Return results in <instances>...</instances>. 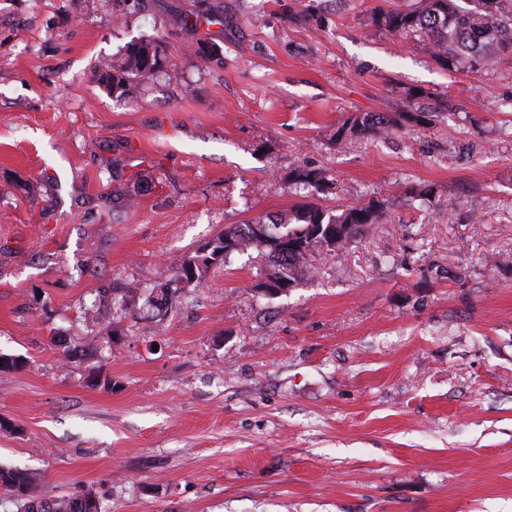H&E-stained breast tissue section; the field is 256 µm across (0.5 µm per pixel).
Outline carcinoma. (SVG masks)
<instances>
[{
    "instance_id": "cac0c4a2",
    "label": "carcinoma",
    "mask_w": 512,
    "mask_h": 512,
    "mask_svg": "<svg viewBox=\"0 0 512 512\" xmlns=\"http://www.w3.org/2000/svg\"><path fill=\"white\" fill-rule=\"evenodd\" d=\"M373 23L388 32L427 38L434 60L449 69L464 60L473 72L487 67L496 57L512 52V0H415L406 9H377ZM160 42L142 39L126 46L124 52L104 64L103 77L112 93L122 96L134 81L153 79L158 68L147 66L144 56L149 50L162 55ZM397 127V122L383 113L359 115L344 123L336 132V142L346 135L383 137ZM294 180L321 193L328 185L326 176L317 169L298 168ZM385 203L370 200L347 206L336 215H329L316 206L302 207L288 220H269L280 233L293 241L290 249L272 239L256 236L252 223L231 225L224 234L207 243L193 255L177 263L173 288L164 287L160 299H147L158 309L169 301L170 291H178L184 279L216 263H224L235 251L252 245L269 250L270 268L266 280L259 284L266 292L281 291L308 271V257L317 250L334 252L377 224L384 214ZM0 487L10 491L21 503L22 512H101L99 501L90 493L63 499H39L32 496L31 480L23 470L0 466Z\"/></svg>"
}]
</instances>
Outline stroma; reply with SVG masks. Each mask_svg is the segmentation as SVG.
Returning <instances> with one entry per match:
<instances>
[{
  "label": "stroma",
  "mask_w": 512,
  "mask_h": 512,
  "mask_svg": "<svg viewBox=\"0 0 512 512\" xmlns=\"http://www.w3.org/2000/svg\"><path fill=\"white\" fill-rule=\"evenodd\" d=\"M413 0H0V466L103 512H512V53L448 70ZM157 39L153 81L102 68ZM209 50L203 59L201 50ZM412 108L385 138L350 116ZM329 186H296V167ZM385 202L295 288L225 227Z\"/></svg>",
  "instance_id": "obj_1"
}]
</instances>
